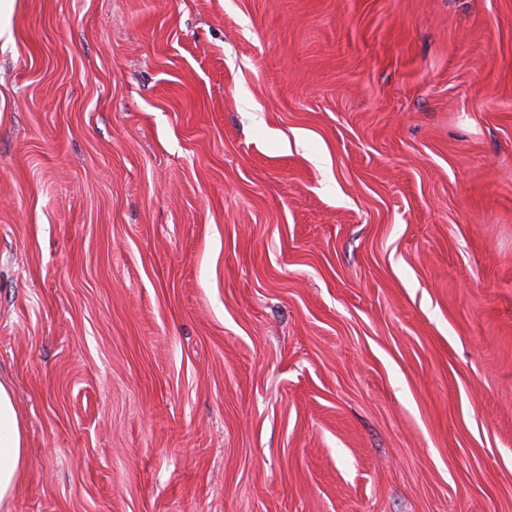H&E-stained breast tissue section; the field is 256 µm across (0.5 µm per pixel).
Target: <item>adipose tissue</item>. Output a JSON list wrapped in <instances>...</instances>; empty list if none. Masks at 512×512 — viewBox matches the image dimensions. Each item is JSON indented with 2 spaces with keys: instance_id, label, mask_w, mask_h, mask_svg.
Here are the masks:
<instances>
[{
  "instance_id": "ef3b65f1",
  "label": "adipose tissue",
  "mask_w": 512,
  "mask_h": 512,
  "mask_svg": "<svg viewBox=\"0 0 512 512\" xmlns=\"http://www.w3.org/2000/svg\"><path fill=\"white\" fill-rule=\"evenodd\" d=\"M28 465L22 421L8 384L0 382V506L8 504Z\"/></svg>"
}]
</instances>
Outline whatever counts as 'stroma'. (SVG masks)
<instances>
[{
    "label": "stroma",
    "instance_id": "stroma-1",
    "mask_svg": "<svg viewBox=\"0 0 512 512\" xmlns=\"http://www.w3.org/2000/svg\"><path fill=\"white\" fill-rule=\"evenodd\" d=\"M6 512H512V0H10ZM27 465L22 421L15 409L12 390L0 381V508L12 499Z\"/></svg>",
    "mask_w": 512,
    "mask_h": 512
}]
</instances>
